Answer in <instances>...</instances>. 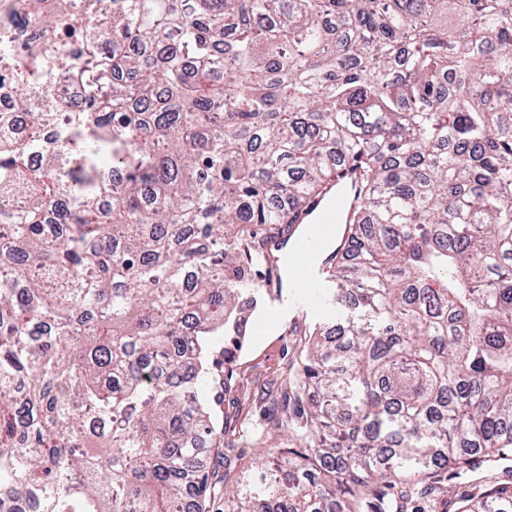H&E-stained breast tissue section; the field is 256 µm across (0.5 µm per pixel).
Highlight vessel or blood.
I'll use <instances>...</instances> for the list:
<instances>
[{"label":"vessel or blood","mask_w":512,"mask_h":512,"mask_svg":"<svg viewBox=\"0 0 512 512\" xmlns=\"http://www.w3.org/2000/svg\"><path fill=\"white\" fill-rule=\"evenodd\" d=\"M346 195L330 194L310 202L303 216L311 224V232L298 236L288 253L290 264L298 271L291 283L293 306L302 315L315 314L321 310V298L326 288L322 259L329 252V244L339 232L337 220L348 210ZM277 278H268L258 299L261 316L253 317L251 327L258 330L276 321L280 312V296Z\"/></svg>","instance_id":"b4317fda"}]
</instances>
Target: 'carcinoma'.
Segmentation results:
<instances>
[{
  "mask_svg": "<svg viewBox=\"0 0 512 512\" xmlns=\"http://www.w3.org/2000/svg\"><path fill=\"white\" fill-rule=\"evenodd\" d=\"M0 0V512H512V0ZM356 165L249 468L210 397ZM278 276L276 274L273 277L268 278L263 284H260L258 288H264L258 302H254V308L259 306L262 309V316L257 317L256 314L252 317L251 332L256 333L258 329L264 327V325H270L277 319V315L280 313V296L278 294ZM468 480L463 476L462 478L456 481L455 490L451 493H448V480H441L440 483L434 484V488L432 489L430 494H424L421 492L412 493L411 502L408 505V511L411 510L418 512H448L447 510H440V502L442 500H446L448 503V498H453L456 493H460L464 489L467 490V484H464Z\"/></svg>",
  "mask_w": 512,
  "mask_h": 512,
  "instance_id": "1",
  "label": "carcinoma"
}]
</instances>
